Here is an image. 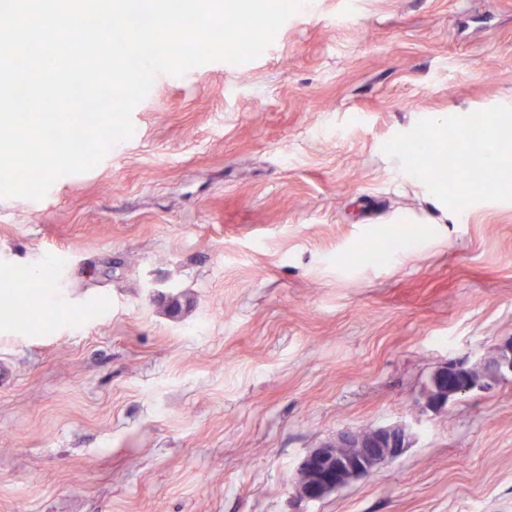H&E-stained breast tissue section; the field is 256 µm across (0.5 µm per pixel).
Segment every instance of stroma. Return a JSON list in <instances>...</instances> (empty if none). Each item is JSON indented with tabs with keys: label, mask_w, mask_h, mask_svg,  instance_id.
Listing matches in <instances>:
<instances>
[{
	"label": "stroma",
	"mask_w": 512,
	"mask_h": 512,
	"mask_svg": "<svg viewBox=\"0 0 512 512\" xmlns=\"http://www.w3.org/2000/svg\"><path fill=\"white\" fill-rule=\"evenodd\" d=\"M477 110L512 116V0H303L257 58L162 75L91 170L0 197V512H512V378L424 398L512 339V183L400 149H470ZM387 425L396 461L297 496L309 451ZM455 151V146L453 143L448 142V156H452ZM425 153L433 159V172H435V176L440 181H444L448 178V156H444L441 158V155H436L435 150L430 145L429 140L425 141L422 144L414 145L411 152H406L405 155L410 159L414 155ZM441 158V159H440Z\"/></svg>",
	"instance_id": "35a3bbf8"
}]
</instances>
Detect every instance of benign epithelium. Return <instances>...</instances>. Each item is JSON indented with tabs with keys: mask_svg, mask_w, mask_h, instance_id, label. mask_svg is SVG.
<instances>
[{
	"mask_svg": "<svg viewBox=\"0 0 512 512\" xmlns=\"http://www.w3.org/2000/svg\"><path fill=\"white\" fill-rule=\"evenodd\" d=\"M512 377V340L489 356L458 357L441 364L426 388L427 407L447 408L448 402L474 390L486 391ZM411 434L402 425L362 431H342L308 453L297 469L295 490L310 500L323 498L354 481L371 477L381 466L397 459L409 447Z\"/></svg>",
	"mask_w": 512,
	"mask_h": 512,
	"instance_id": "obj_1",
	"label": "benign epithelium"
}]
</instances>
